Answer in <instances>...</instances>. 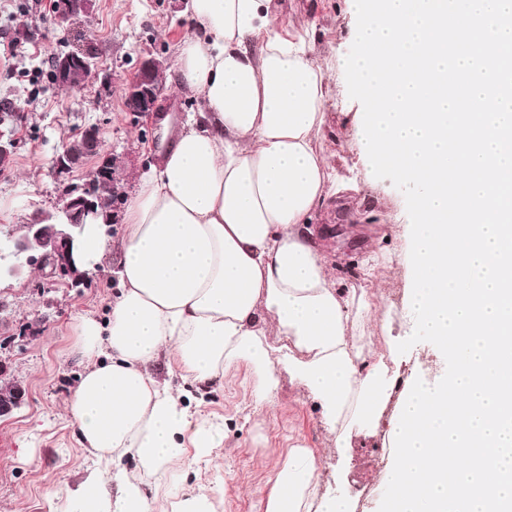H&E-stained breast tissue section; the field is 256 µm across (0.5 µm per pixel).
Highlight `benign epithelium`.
I'll return each instance as SVG.
<instances>
[{
    "mask_svg": "<svg viewBox=\"0 0 512 512\" xmlns=\"http://www.w3.org/2000/svg\"><path fill=\"white\" fill-rule=\"evenodd\" d=\"M92 0H59L56 20L70 23L89 14ZM82 77L73 75V57L55 58L61 87L79 89L82 81L93 76L99 88L108 92L112 86V74L97 65V59H84ZM165 60L155 56L144 59L134 77L126 84L124 105L126 110L139 116L162 111L161 95ZM25 119L22 112L0 114V172L13 165L15 133ZM102 138L96 126L84 128L79 140L65 142L51 160L53 175L59 185L61 207L54 216H35L23 225V232L9 237L5 248L13 262L4 269L10 278L21 276L26 270L38 269L50 263V277L67 280V285L77 288L90 276L91 268L81 250V240L86 230L95 224L112 223L109 200L120 194L121 180L117 159L101 152ZM92 162L95 190L88 193L84 182L74 183L72 173ZM26 398V390L20 385L0 390V419L11 417Z\"/></svg>",
    "mask_w": 512,
    "mask_h": 512,
    "instance_id": "7a95c632",
    "label": "benign epithelium"
}]
</instances>
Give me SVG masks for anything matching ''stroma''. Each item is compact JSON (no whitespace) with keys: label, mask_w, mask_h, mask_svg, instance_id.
<instances>
[{"label":"stroma","mask_w":512,"mask_h":512,"mask_svg":"<svg viewBox=\"0 0 512 512\" xmlns=\"http://www.w3.org/2000/svg\"><path fill=\"white\" fill-rule=\"evenodd\" d=\"M53 0H42L40 12H21L15 0H0V24L26 42L25 58L0 55V101L21 104L26 121L16 133L17 148L10 171L0 174V235L19 232L28 211L55 212L59 189L51 158L64 140L96 125L106 151L116 155L127 179H134L146 162L136 141L157 144L162 126L145 121L123 106L125 84L148 56L171 58L176 42L190 26L187 8L179 0H93L88 18L68 28L56 24ZM303 13L314 24L320 56L338 67L352 45L354 19L349 0H283L282 15ZM96 40L103 48L101 68L112 74V94L97 97V83L73 91L49 84L54 55ZM39 70L38 97H30L22 70ZM323 150L335 171H357L358 188L330 205L323 222L335 260L336 285L362 288L374 294L387 312L374 326L376 338H408L414 325L404 317L408 276L402 264L401 226L405 198L390 180L374 177L360 165L354 130L339 113H332ZM390 252L392 261L376 278L365 276L363 262L370 251ZM114 284L108 275L90 277L85 286L68 289L49 283L39 273L0 280V340L10 339L15 380L27 392L24 405L0 420V512H62L71 490L94 463L82 448L63 403L76 387L82 367L71 355L72 325L79 315L105 316ZM404 376L434 382L446 363L433 344L420 342L405 354ZM270 402L254 407L250 373L231 371L223 385L201 405L202 413L223 418L227 438L209 458L187 463L174 492L188 494L200 486L222 485L217 512H258V501L277 461L288 448H311L318 461L320 483L337 498L348 500L354 512H378L391 455L386 433L395 411L387 404L380 424L369 436L353 437L347 457H340L324 428L320 409L309 392L280 373Z\"/></svg>","instance_id":"stroma-1"}]
</instances>
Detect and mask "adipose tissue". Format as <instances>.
I'll return each mask as SVG.
<instances>
[{"label":"adipose tissue","mask_w":512,"mask_h":512,"mask_svg":"<svg viewBox=\"0 0 512 512\" xmlns=\"http://www.w3.org/2000/svg\"><path fill=\"white\" fill-rule=\"evenodd\" d=\"M190 20L170 71L199 107L164 153L142 145L148 162L120 238L92 228L81 242L88 261L115 260L116 291L106 318L73 326L83 370L65 408L99 467L67 512H213L210 492L170 498L164 488L176 466L223 444V425L195 419L190 405L239 366L260 402L278 371L304 386L341 454L352 430L378 427L396 384L387 363L398 349L367 359L355 330L377 311L367 293L337 288L322 243L324 204L350 185L318 148L333 89L309 25L281 21L278 0H191ZM272 322L286 338L276 349L265 340ZM260 510L350 505L321 492L313 451L296 445Z\"/></svg>","instance_id":"obj_1"}]
</instances>
